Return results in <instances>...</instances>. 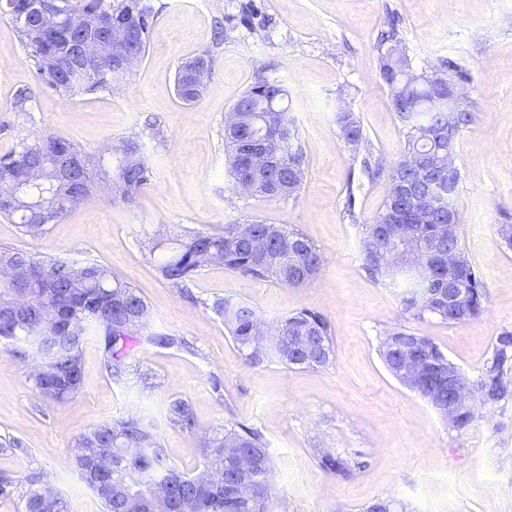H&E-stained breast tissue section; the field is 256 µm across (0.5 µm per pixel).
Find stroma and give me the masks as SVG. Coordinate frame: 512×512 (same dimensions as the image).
Listing matches in <instances>:
<instances>
[{
    "label": "stroma",
    "mask_w": 512,
    "mask_h": 512,
    "mask_svg": "<svg viewBox=\"0 0 512 512\" xmlns=\"http://www.w3.org/2000/svg\"><path fill=\"white\" fill-rule=\"evenodd\" d=\"M155 18L144 58L111 90L64 96L39 83L9 19L0 17V156L45 134L102 156L119 140H139L152 168L133 203L95 193L40 237L0 217V247L81 266L96 262L148 304L150 329L185 348H133L122 378L111 377L96 337L81 354L82 389L53 405L32 386V364L0 355V475L47 474L69 512H103L73 463L75 442L111 419L151 421L171 465L204 470L201 434L245 426L263 435L274 462V512H365L379 500L406 512H512V398L480 410L471 427L448 429L425 399L397 380L381 354L398 328L427 337L476 381L496 339L512 333V0H152ZM396 25L416 71L452 61L473 121L455 144L461 247L486 289L483 311L449 323L404 311L407 282L372 278L362 239L386 194L369 180L340 133L351 112L385 163L403 153L404 131L379 75L378 36ZM209 53L202 98L184 103L175 76L187 58ZM264 78L285 87L306 157L297 197L270 200L233 191L224 165V119ZM28 89L29 112L12 108ZM262 220L303 233L323 253L318 278L294 288L243 276L221 264L184 288L169 284L146 255L156 231L223 232ZM255 309L265 326L303 310L329 322L333 356L319 369L246 359L218 299ZM186 400L197 432L166 419ZM332 455L353 465L324 468Z\"/></svg>",
    "instance_id": "35a3bbf8"
}]
</instances>
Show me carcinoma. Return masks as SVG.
<instances>
[{"label": "carcinoma", "instance_id": "1", "mask_svg": "<svg viewBox=\"0 0 512 512\" xmlns=\"http://www.w3.org/2000/svg\"><path fill=\"white\" fill-rule=\"evenodd\" d=\"M53 12L62 19L110 15H135L141 19L140 41L136 50L143 58L149 32L155 18L152 0H52ZM22 45L33 61L38 81L65 95L112 89L113 75L104 70L112 64V41L96 33L99 46L98 64L103 69L77 71L72 68L73 43L89 29L75 30L71 39L39 37L35 20L13 22ZM380 76L385 83L398 119L405 131L401 159L386 166L374 158L365 142L359 121L350 112L341 113L337 122L346 142L354 151L364 150L362 166L369 177L387 178V192L372 224L368 225L362 250L365 269L377 279L403 277L408 281L402 293L404 310L417 318L429 313L450 323L448 303L438 289L453 284L469 296L467 317H475L483 309L485 289L482 280L465 258L459 239L452 241L440 234L448 223V212L459 215L455 198L461 173L451 185H431L423 180L427 172L448 171V154L454 153L456 140L441 131L453 126L460 136L471 124L472 115L462 102L454 111L439 110L432 103L435 80H448L445 71L410 76L412 66L398 48L396 29L382 35ZM288 92L255 83L239 99L249 107L245 123L238 129L224 131L225 166L232 184L243 180L255 183L252 194L269 199H287L300 188L304 178L305 159L300 146L295 119L285 104ZM251 134L266 144L280 158L271 173H257L242 152L241 138ZM68 154L83 156L85 152L67 139L53 134L31 142L19 143L9 154L0 157V178L14 180L23 186V195L12 205L0 204V215L14 219L23 234L37 237L48 232L66 213L63 200L74 193L72 183L59 175L52 163L61 148ZM109 166L89 160L81 193L87 198L99 178H117L122 186L119 199L131 202L150 181L152 170L142 145L124 139L113 146ZM458 253L453 277H448V252ZM150 255L156 256L162 277L180 287L199 270L222 256L221 263L234 272L251 277L271 278L289 287L312 283L322 267L320 249L302 233L277 224L253 221L226 224L224 233L210 234L184 231L167 238L151 239ZM23 257L30 266L29 276L18 283L0 281V352L19 363L39 358L44 371L58 376L57 388L50 390L38 375L32 377L34 387L47 403L63 404L74 398L82 386L81 351L88 332L97 336L106 370L121 378L133 343L145 342L164 348H179L186 342L175 336L146 333L150 311L145 300L127 282L112 274L100 263L84 265L82 276L71 273L72 264L57 258H36L16 248H0V263ZM214 312L224 320L237 347L248 360L261 363L275 359L293 368L317 369L326 366L332 354L329 323L320 313L303 310L276 322L273 337L260 350L254 348V328L260 319L256 311L244 304L219 299ZM40 326L46 336H75L76 342L45 343L34 349L25 344L27 330ZM416 347L428 362L441 351L426 337L397 329L383 342V357L393 375H398L392 351ZM512 334L497 339L492 356L477 384L487 386L500 399L512 397ZM170 424L193 434L195 420L188 402L176 399L169 404ZM132 442L140 444L139 455L127 459L123 448ZM234 442L238 450L255 457V466L247 474L255 486L254 494L238 503L224 498V487L242 478L235 459L225 453V444ZM81 452L74 464L83 480L104 506V512H154L148 484L169 481L168 512H184L183 502L199 495L205 500L200 512H270L267 486L273 471L262 434L241 427L223 428L203 437L206 475L213 486L201 484V476H191L167 461L158 442L154 425L140 417L124 416L105 422L81 435L75 442ZM20 482L27 486L24 512H67L63 498L55 499V507L45 510L43 503L53 488L43 471L31 468Z\"/></svg>", "mask_w": 512, "mask_h": 512}]
</instances>
